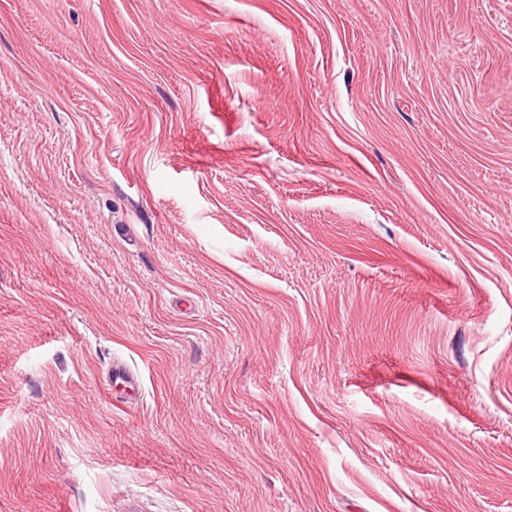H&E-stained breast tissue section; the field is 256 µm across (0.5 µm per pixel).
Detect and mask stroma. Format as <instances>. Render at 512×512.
<instances>
[{
	"instance_id": "obj_1",
	"label": "stroma",
	"mask_w": 512,
	"mask_h": 512,
	"mask_svg": "<svg viewBox=\"0 0 512 512\" xmlns=\"http://www.w3.org/2000/svg\"><path fill=\"white\" fill-rule=\"evenodd\" d=\"M0 512H512V0H0Z\"/></svg>"
}]
</instances>
